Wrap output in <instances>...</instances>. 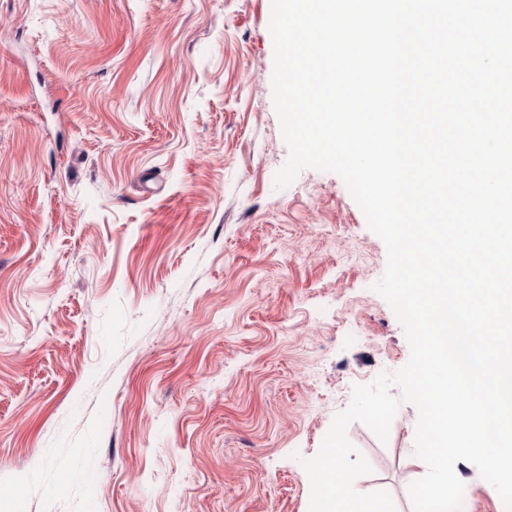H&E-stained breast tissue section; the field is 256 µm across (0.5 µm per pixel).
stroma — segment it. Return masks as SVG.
<instances>
[{"mask_svg": "<svg viewBox=\"0 0 512 512\" xmlns=\"http://www.w3.org/2000/svg\"><path fill=\"white\" fill-rule=\"evenodd\" d=\"M271 0H0V512H309L410 358L387 250L288 158ZM418 412L347 436L411 512ZM462 512H506L457 461Z\"/></svg>", "mask_w": 512, "mask_h": 512, "instance_id": "stroma-1", "label": "stroma"}]
</instances>
